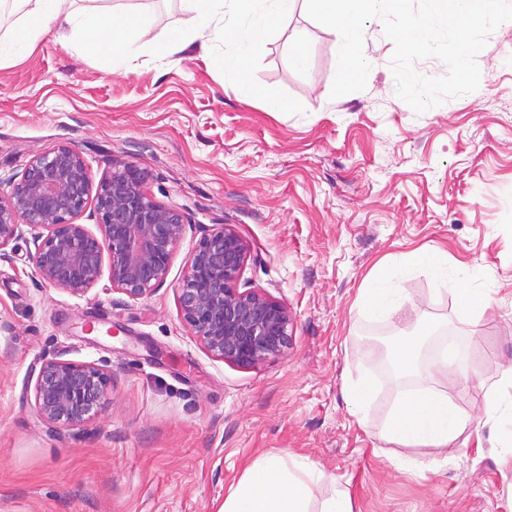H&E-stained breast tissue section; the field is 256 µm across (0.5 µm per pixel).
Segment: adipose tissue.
<instances>
[{"label":"adipose tissue","instance_id":"adipose-tissue-1","mask_svg":"<svg viewBox=\"0 0 512 512\" xmlns=\"http://www.w3.org/2000/svg\"><path fill=\"white\" fill-rule=\"evenodd\" d=\"M190 17L177 31L156 32L151 14L126 9L122 0L101 7H81L77 0H0V63L29 57L48 33L68 36L88 54H106L113 68L124 67L144 51L166 57L196 46L201 57L214 54L217 46L238 63V82L250 90L246 66L256 54L271 26L293 14L298 5L330 25L338 39L342 67L364 72L359 44L365 36L363 21L384 0H186ZM512 26V0H421V12L400 32L405 53L427 50L445 42L465 58L479 29ZM94 39H87V32ZM420 260L437 280L454 282L457 294L468 306L489 307L491 294H477L463 287L462 268L449 267L440 250L423 251ZM401 267H379L362 290L367 313L399 318L411 323L419 307L404 298L397 280ZM470 379L467 353L455 357L437 354L417 385L401 389L387 414L384 436L405 448H444L466 431L470 416L447 391L438 377L447 371ZM219 512H354L352 499L336 476L325 474L308 459L288 452L256 458L237 485L225 497Z\"/></svg>","mask_w":512,"mask_h":512}]
</instances>
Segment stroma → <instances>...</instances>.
Instances as JSON below:
<instances>
[{
    "instance_id": "obj_1",
    "label": "stroma",
    "mask_w": 512,
    "mask_h": 512,
    "mask_svg": "<svg viewBox=\"0 0 512 512\" xmlns=\"http://www.w3.org/2000/svg\"><path fill=\"white\" fill-rule=\"evenodd\" d=\"M392 4L368 17L364 75H343L330 27L298 7L267 33L241 93L224 49L144 53L111 72L46 36L0 66V177L65 144L92 179L114 161L148 174L155 200L187 221L167 280L129 299L101 279L76 298L40 281L25 243L0 261V512H218L247 465L288 451L340 477L354 512H512V444L485 403L512 365L511 28H485L458 59L446 44L404 53ZM304 34L295 66L288 38ZM412 73L423 103L400 87ZM231 225L248 246L242 279L287 304L285 356L244 369L208 354L175 290L200 239ZM440 249L467 266L491 308L465 309L454 289L416 268L399 281L433 336L469 339L468 382H441L482 444L387 442L383 426L404 377L377 372L395 329L366 315L360 290L379 265ZM107 365L112 386L87 423L53 428L36 414L30 370L45 355ZM374 383L363 415L347 384Z\"/></svg>"
}]
</instances>
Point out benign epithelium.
<instances>
[{
    "mask_svg": "<svg viewBox=\"0 0 512 512\" xmlns=\"http://www.w3.org/2000/svg\"><path fill=\"white\" fill-rule=\"evenodd\" d=\"M148 174L116 161L93 182L78 150L60 145L32 157L20 177L0 191V261L31 237L34 273L78 298L86 296L108 266L111 290L130 299L153 294L166 281L184 215L153 198ZM92 208L97 232L78 223ZM248 247L229 224L199 241L186 264L177 301L191 334L213 357L255 368L288 349V306L262 288H239ZM38 417L78 426L104 406L112 374L104 365L42 357L32 367Z\"/></svg>",
    "mask_w": 512,
    "mask_h": 512,
    "instance_id": "obj_1",
    "label": "benign epithelium"
}]
</instances>
